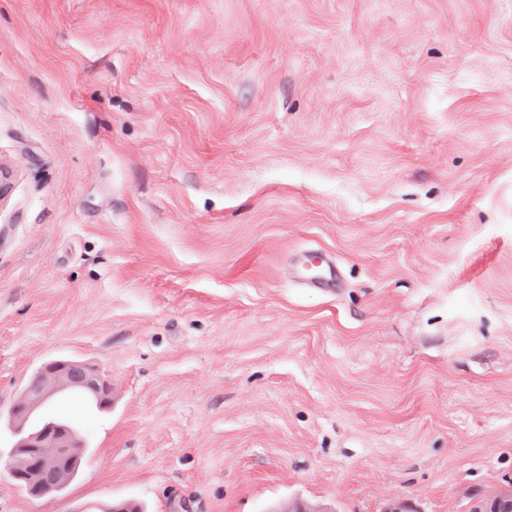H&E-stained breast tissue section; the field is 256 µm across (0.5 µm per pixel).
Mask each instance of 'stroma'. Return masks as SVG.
I'll return each mask as SVG.
<instances>
[{
	"label": "stroma",
	"mask_w": 512,
	"mask_h": 512,
	"mask_svg": "<svg viewBox=\"0 0 512 512\" xmlns=\"http://www.w3.org/2000/svg\"><path fill=\"white\" fill-rule=\"evenodd\" d=\"M0 164V512L512 490V0H0ZM60 357L111 405L16 422ZM325 268H328V276L324 274ZM304 273L306 278H299L307 288H333L336 285V271L331 260L317 264L308 260L304 267ZM76 443V435L71 429H60L48 423L19 443L17 448H22L21 453L12 456L5 468L14 479L42 481L56 478L60 481L63 472L59 469V463L74 449V460L66 469L68 475L45 496L57 494L78 471L83 448L81 445L76 448Z\"/></svg>",
	"instance_id": "obj_1"
}]
</instances>
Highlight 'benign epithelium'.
Masks as SVG:
<instances>
[{"instance_id": "benign-epithelium-1", "label": "benign epithelium", "mask_w": 512, "mask_h": 512, "mask_svg": "<svg viewBox=\"0 0 512 512\" xmlns=\"http://www.w3.org/2000/svg\"><path fill=\"white\" fill-rule=\"evenodd\" d=\"M77 393L100 407L112 401V386L95 366L71 361L46 363L28 387L24 399L17 405L18 414L25 420L39 406L60 394ZM76 435L70 429H60L52 423L28 435L20 443L21 453L5 464L11 477L42 481L62 480L60 461L76 448Z\"/></svg>"}]
</instances>
